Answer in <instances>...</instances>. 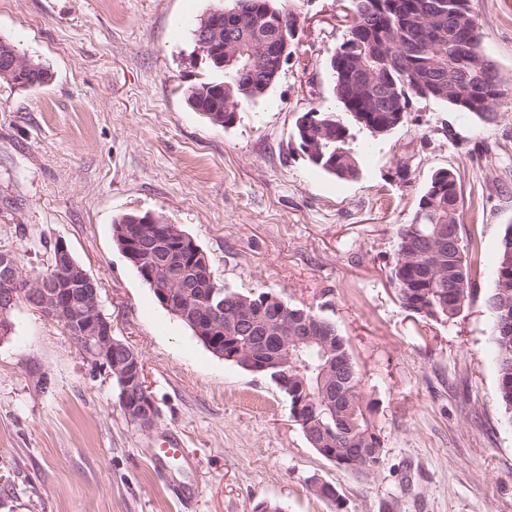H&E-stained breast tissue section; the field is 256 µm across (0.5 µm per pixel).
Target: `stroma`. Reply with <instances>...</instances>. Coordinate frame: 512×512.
<instances>
[{
	"instance_id": "stroma-1",
	"label": "stroma",
	"mask_w": 512,
	"mask_h": 512,
	"mask_svg": "<svg viewBox=\"0 0 512 512\" xmlns=\"http://www.w3.org/2000/svg\"><path fill=\"white\" fill-rule=\"evenodd\" d=\"M346 0H306L301 38L266 97L228 128L186 102L210 80L192 31L214 0H9L0 37L52 79L0 81V250L24 277L64 241L100 284L115 338L144 361L150 429L124 413L108 368L88 362L57 321L18 302L0 340V512H331L310 488L335 486L342 512H512V422L497 400L490 316L500 238L512 224V97L483 123L413 99L403 126L363 143L347 181L301 153L295 124L335 112L327 63ZM484 53L512 84V0H471ZM485 147L486 157L471 158ZM409 161L407 177L397 165ZM461 176L479 294L453 323L396 299L395 228L431 175ZM151 212L207 253L233 291H270L332 321L374 406L384 443L372 469L312 448L267 376L211 353L163 309L119 251L112 222ZM187 462L156 471L169 434Z\"/></svg>"
}]
</instances>
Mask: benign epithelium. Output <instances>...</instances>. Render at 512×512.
<instances>
[{"label":"benign epithelium","instance_id":"7a95c632","mask_svg":"<svg viewBox=\"0 0 512 512\" xmlns=\"http://www.w3.org/2000/svg\"><path fill=\"white\" fill-rule=\"evenodd\" d=\"M291 42L286 34H281L276 42H267L260 46L259 55L262 56L272 67L273 75H278L283 64L288 60V49ZM123 255L138 270L143 278H152L151 266L141 261V255L131 245H126ZM57 261L56 270L67 281L71 279L86 280L91 288L74 294L71 288H45L41 285H27L24 288L17 287L19 277L17 265L9 253L0 254V339L9 335L12 329L8 311L13 304L21 299L34 305L44 316L63 322L69 321V309L75 305L82 308V320L74 333H76L81 351L85 358L92 364L97 365L105 360L109 362L111 370L115 372L122 381L124 389L138 384L145 386L143 381L144 368L139 365H128L127 362L115 361V353L118 350H128V345L112 336V322L103 314L100 308L99 291L93 278L79 265L73 258L67 245L59 243L55 252ZM175 286L157 289V297L161 305L173 315L180 314L182 303H180V294L182 293V274H172ZM207 312L199 319L202 326L207 328L210 336L206 340H212L211 334L224 332V326L221 324V315L224 303L215 299V295H210L206 302ZM155 404L152 400H147V405L142 411L126 412V415L133 422L145 425H152L155 419Z\"/></svg>","mask_w":512,"mask_h":512}]
</instances>
